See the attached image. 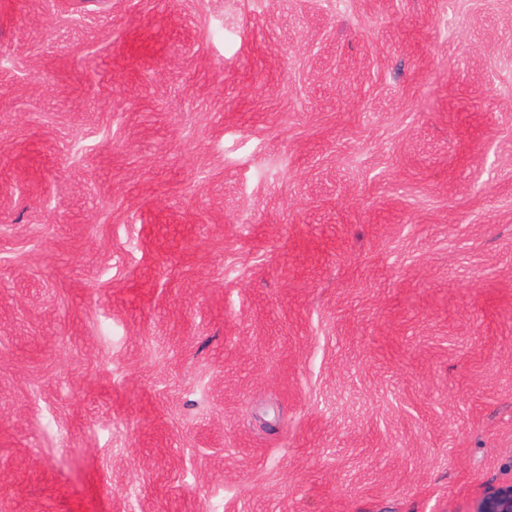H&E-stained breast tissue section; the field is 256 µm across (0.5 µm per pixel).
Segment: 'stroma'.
<instances>
[{
  "instance_id": "obj_1",
  "label": "stroma",
  "mask_w": 512,
  "mask_h": 512,
  "mask_svg": "<svg viewBox=\"0 0 512 512\" xmlns=\"http://www.w3.org/2000/svg\"><path fill=\"white\" fill-rule=\"evenodd\" d=\"M511 483L512 0H0V512Z\"/></svg>"
}]
</instances>
